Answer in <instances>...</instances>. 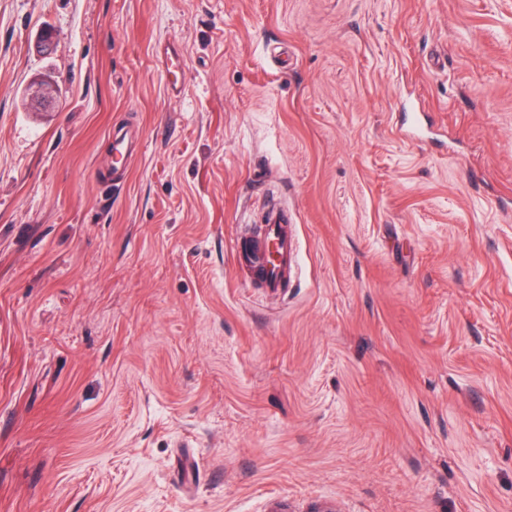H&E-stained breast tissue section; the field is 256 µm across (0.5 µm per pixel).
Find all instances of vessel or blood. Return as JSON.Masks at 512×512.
<instances>
[{
	"instance_id": "1",
	"label": "vessel or blood",
	"mask_w": 512,
	"mask_h": 512,
	"mask_svg": "<svg viewBox=\"0 0 512 512\" xmlns=\"http://www.w3.org/2000/svg\"><path fill=\"white\" fill-rule=\"evenodd\" d=\"M162 65L167 76L166 90L174 97L182 95L184 84L181 74L184 58L180 48L173 44L163 46L160 51ZM137 137L128 129L121 128L112 133V176L124 175L129 160L136 149ZM297 241L290 232L288 215L274 210L265 225V235L255 250L249 271L269 292H277L288 283L289 272L295 262Z\"/></svg>"
}]
</instances>
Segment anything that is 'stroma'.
Instances as JSON below:
<instances>
[{
  "label": "stroma",
  "instance_id": "stroma-1",
  "mask_svg": "<svg viewBox=\"0 0 512 512\" xmlns=\"http://www.w3.org/2000/svg\"><path fill=\"white\" fill-rule=\"evenodd\" d=\"M326 507L512 512V0H0V512ZM160 54L167 76L166 90L171 96L178 97L184 91V84L181 78L184 68L183 54L180 48L174 44L163 46ZM137 137L128 129L121 128L112 131V175L109 187H118L122 180L113 181L124 175L128 160L132 158L136 149ZM272 210L274 212L265 225L264 239L256 247L251 265L243 252L242 255L236 253V258L238 263L242 260L255 281L262 283V288L275 293L288 284V275L296 258L297 241L289 231L288 214Z\"/></svg>",
  "mask_w": 512,
  "mask_h": 512
}]
</instances>
